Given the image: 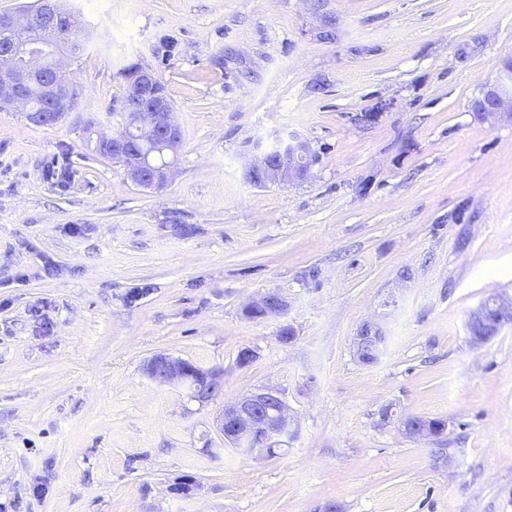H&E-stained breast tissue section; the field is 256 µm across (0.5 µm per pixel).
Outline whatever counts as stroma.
Here are the masks:
<instances>
[{"instance_id":"1","label":"stroma","mask_w":512,"mask_h":512,"mask_svg":"<svg viewBox=\"0 0 512 512\" xmlns=\"http://www.w3.org/2000/svg\"><path fill=\"white\" fill-rule=\"evenodd\" d=\"M68 5L95 36L68 68L81 112L0 111V512H512V324L467 326L512 307V124L472 110L512 0ZM130 63L181 131L160 190L87 139ZM292 138L308 173L250 183L252 145ZM269 292L285 312L250 318ZM159 354L223 369L221 395L157 384ZM268 388L287 445L226 447L224 405ZM512 308L505 309L494 298L485 300L472 314L468 329L472 341L483 344L493 339L506 325L512 323ZM385 339L379 326L374 323L363 324L357 342V351L361 361L363 363L373 362L384 346Z\"/></svg>"}]
</instances>
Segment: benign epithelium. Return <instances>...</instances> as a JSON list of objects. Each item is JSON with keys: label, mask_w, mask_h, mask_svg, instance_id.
I'll use <instances>...</instances> for the list:
<instances>
[{"label": "benign epithelium", "mask_w": 512, "mask_h": 512, "mask_svg": "<svg viewBox=\"0 0 512 512\" xmlns=\"http://www.w3.org/2000/svg\"><path fill=\"white\" fill-rule=\"evenodd\" d=\"M42 20L51 26L62 14L59 0H41ZM34 21V12L21 9L15 14L0 16V26L13 31H26ZM19 58L18 64L0 74V110L26 112L30 119L53 123L59 116L79 111L80 101L73 94L65 69L69 54L59 45L40 41H22L6 51ZM38 84L48 100L50 111H30L24 88ZM120 113L119 133L92 131L94 150L112 159L124 176L139 187L159 190L171 180L174 160L181 145L179 125L174 107L157 74L149 67H135L127 81L126 94L112 104ZM476 116L491 125L512 121V93L491 89L474 104ZM256 155L248 160L246 176L259 186L299 179L308 171L301 161L308 158V147L301 142H283L274 149L255 144ZM262 317L279 315L285 302L275 293H268L254 304ZM512 323V310L505 309L494 298L485 300L472 314L468 329L472 341L483 344L493 339ZM386 336L374 323L363 324L358 336L357 351L364 363L372 362L384 346ZM147 376L165 386L190 384L192 396L208 402L221 394L224 371L204 369L190 372L179 358L158 355L145 366ZM290 417L288 406L278 393L267 390L251 393L224 407L218 419L224 442L250 457H266L270 449L288 437Z\"/></svg>", "instance_id": "7a95c632"}]
</instances>
